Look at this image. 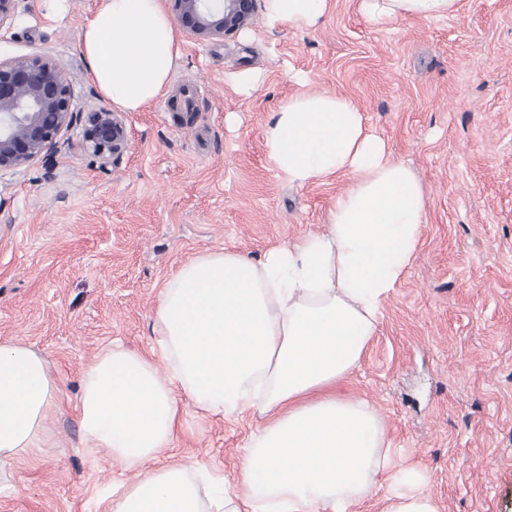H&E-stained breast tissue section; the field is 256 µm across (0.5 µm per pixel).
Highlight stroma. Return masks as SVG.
Listing matches in <instances>:
<instances>
[{"instance_id": "stroma-1", "label": "stroma", "mask_w": 512, "mask_h": 512, "mask_svg": "<svg viewBox=\"0 0 512 512\" xmlns=\"http://www.w3.org/2000/svg\"><path fill=\"white\" fill-rule=\"evenodd\" d=\"M100 0H19L0 59L44 54L74 109L103 104L80 35ZM253 73L242 94L234 77ZM352 99L422 183L418 250L383 304L359 366L336 387L366 400L399 461L424 470L440 512H512V0H460L456 16L380 27L334 0L313 29L249 28L181 41L167 93L125 115L128 148L107 167L73 126L48 156L0 173V343L48 362L59 410L48 444L0 471V512H109L145 470L196 461L242 491L249 413L181 398L170 448L128 465L91 447L77 395L118 344L151 355L160 292L194 256L323 231L349 179L297 186L270 163L264 129L298 92Z\"/></svg>"}]
</instances>
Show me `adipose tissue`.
Returning a JSON list of instances; mask_svg holds the SVG:
<instances>
[{
  "label": "adipose tissue",
  "mask_w": 512,
  "mask_h": 512,
  "mask_svg": "<svg viewBox=\"0 0 512 512\" xmlns=\"http://www.w3.org/2000/svg\"><path fill=\"white\" fill-rule=\"evenodd\" d=\"M331 0H265L270 26L316 27ZM375 25L455 16L459 0H360ZM90 79L112 104L136 112L166 90L179 32L161 0H101L83 28ZM269 160L292 184L349 178L326 229L253 260L227 249L184 263L159 298L155 328L167 364L113 346L86 368L78 416L91 447L129 464L173 440L177 392L199 408L257 412L268 422L242 466L246 492L203 500L192 465L137 480L111 512H355L390 475L381 512H440L416 467L398 465L368 402L335 392L358 367L383 303L411 264L426 197L347 97L298 93L264 130ZM58 386L42 356L0 345V470L45 447Z\"/></svg>",
  "instance_id": "ef3b65f1"
}]
</instances>
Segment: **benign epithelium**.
Returning <instances> with one entry per match:
<instances>
[{
	"instance_id": "1",
	"label": "benign epithelium",
	"mask_w": 512,
	"mask_h": 512,
	"mask_svg": "<svg viewBox=\"0 0 512 512\" xmlns=\"http://www.w3.org/2000/svg\"><path fill=\"white\" fill-rule=\"evenodd\" d=\"M18 0H0V32L9 30ZM174 11L194 40L222 38L250 24L257 0H172ZM73 91L66 72L53 60L20 56L0 60V172L18 171L54 149L61 132L83 125V147L104 166L122 158L127 127L122 113L98 106L71 110Z\"/></svg>"
}]
</instances>
